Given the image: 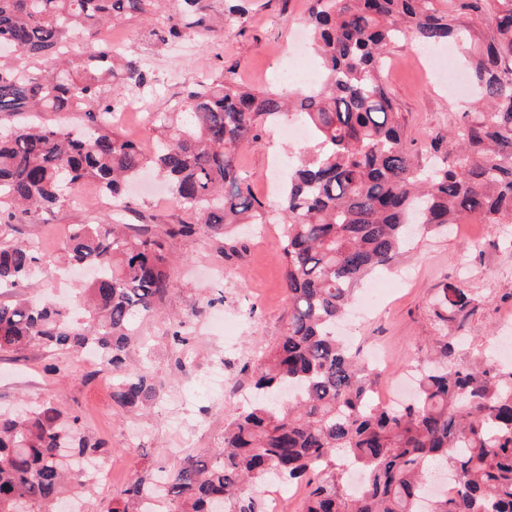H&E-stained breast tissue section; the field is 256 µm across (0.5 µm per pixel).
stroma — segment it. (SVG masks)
<instances>
[{
  "label": "stroma",
  "instance_id": "35a3bbf8",
  "mask_svg": "<svg viewBox=\"0 0 512 512\" xmlns=\"http://www.w3.org/2000/svg\"><path fill=\"white\" fill-rule=\"evenodd\" d=\"M307 0H253L243 35L225 34L224 0L212 2L211 31L195 34L182 45L152 42V24L132 20L103 30L101 38L116 51L140 57L156 76L143 102L157 112L171 111L198 74L211 77L236 63L237 77L263 87L280 86L277 55L285 51L297 21L303 20ZM435 53L411 41L396 48L387 60L384 76L403 113L409 140L415 148H429L438 136H447L459 108L433 77ZM303 145H288L278 127L267 128L258 146L243 149L239 167L251 177L252 189L263 198L271 223L253 225L239 236V252L225 258L222 242L202 231L194 240L171 245L170 269L178 291L162 312L140 322L143 345L131 348L133 362L150 366L162 389L161 400L148 410H127L112 403V387L98 364L82 365L73 373L56 371L57 359L40 346L25 352L0 354V409L26 402L58 403L80 416L90 435L112 445L108 457L111 481H98L85 499L84 512H100L113 493L151 467L171 469L182 459L216 447L224 437L226 417L235 402L213 403L203 375L216 355H223L231 383L251 388L250 365L256 355L277 342L288 318L284 268L278 253L281 224L277 197L268 195L273 159L303 152ZM110 208L94 183L79 185L76 197L62 209L41 214L18 225L16 238L42 251L63 255L69 229L108 218ZM411 276L393 305L352 323L361 346L380 347L389 364L386 375L398 376L435 346L436 323L432 302L440 288H464L476 299L461 333L468 343L460 351L467 359L493 341L512 337V242L502 231L477 220L458 224L452 235L417 237L405 248L392 269L376 279L395 284ZM184 324L194 340L172 344L169 333Z\"/></svg>",
  "mask_w": 512,
  "mask_h": 512
}]
</instances>
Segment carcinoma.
<instances>
[{
  "label": "carcinoma",
  "instance_id": "cac0c4a2",
  "mask_svg": "<svg viewBox=\"0 0 512 512\" xmlns=\"http://www.w3.org/2000/svg\"><path fill=\"white\" fill-rule=\"evenodd\" d=\"M163 0H0V353L32 345L76 356L93 347L112 376L119 408H151L161 397L153 373L127 360L138 324L176 294L168 242L200 229L232 239L237 224H264L265 202L236 155L261 131L295 116L314 149L288 169L280 200L281 261L288 322L253 369L257 396L225 420L221 447L189 456L161 479L151 470L117 491L101 512H255L266 478L305 485L300 512H512V366L455 360L464 339L448 323L465 320L475 299L444 288L434 300L441 336L418 369L414 398L395 409L371 397L378 373L336 337V321L371 275L399 256L414 228L446 235L474 218L512 224V0H308L307 28L321 62L312 90L246 86L236 66L188 92L143 151L108 111L117 93L155 75L115 59L104 41L87 55L70 49L74 32L154 14ZM244 0L224 14L245 28ZM470 19L471 26L460 24ZM208 0H179L151 35L164 46L211 29ZM406 41L462 47L476 98L460 112L448 149L420 161L383 82L391 49ZM45 112H81L83 122L47 123ZM147 170L167 185L181 212L174 224L128 235L120 222L75 224L66 259L99 273L76 308L22 293L55 263L14 238L24 215L63 207L66 192L94 182L111 207L131 209L129 184ZM112 446L82 430L52 402L23 417L0 413V512H56L88 493L85 458ZM364 472L350 493L342 464ZM458 482L452 498L423 497L426 472Z\"/></svg>",
  "mask_w": 512,
  "mask_h": 512
}]
</instances>
